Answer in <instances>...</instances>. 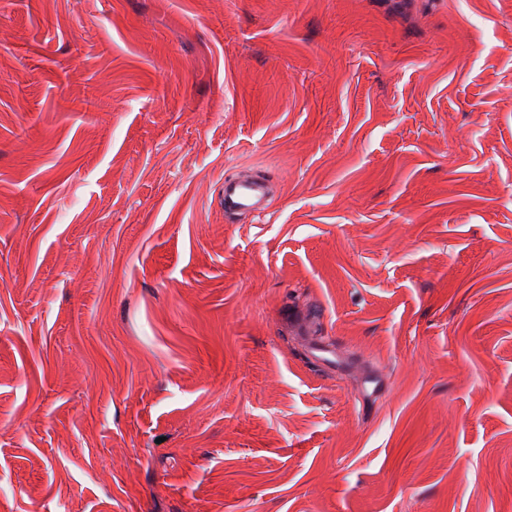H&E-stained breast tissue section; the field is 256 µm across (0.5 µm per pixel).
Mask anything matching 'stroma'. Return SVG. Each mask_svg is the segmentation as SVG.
I'll list each match as a JSON object with an SVG mask.
<instances>
[{
    "label": "stroma",
    "mask_w": 512,
    "mask_h": 512,
    "mask_svg": "<svg viewBox=\"0 0 512 512\" xmlns=\"http://www.w3.org/2000/svg\"><path fill=\"white\" fill-rule=\"evenodd\" d=\"M0 512H512V0H0ZM268 184L260 177L224 178V214L257 216L267 209Z\"/></svg>",
    "instance_id": "obj_1"
}]
</instances>
